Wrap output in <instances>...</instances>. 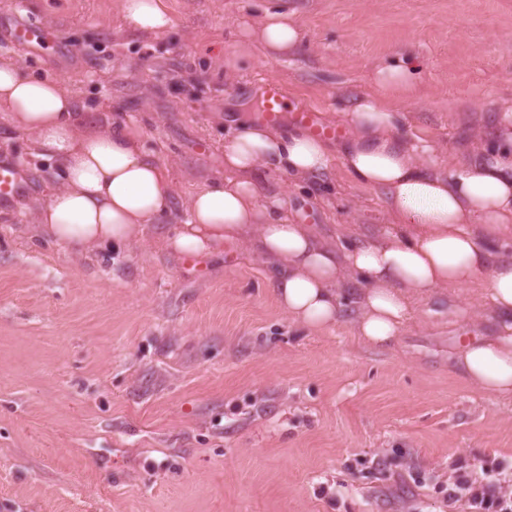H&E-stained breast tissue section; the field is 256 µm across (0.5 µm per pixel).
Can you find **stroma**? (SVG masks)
<instances>
[{"label": "stroma", "instance_id": "35a3bbf8", "mask_svg": "<svg viewBox=\"0 0 512 512\" xmlns=\"http://www.w3.org/2000/svg\"><path fill=\"white\" fill-rule=\"evenodd\" d=\"M160 37L127 27L118 0H0V55L74 88L82 111L131 122L174 184L181 214L220 168L224 107L261 111L253 86L279 80L327 124L375 74L413 56L414 93L386 104L403 131L450 164L512 102V0H160ZM292 14L297 53L224 72L243 24ZM41 46L7 40L18 22ZM0 161L23 195L0 207V512H459L456 468L512 469V401L448 370L490 322L450 320L419 299L388 348L355 340V313L313 333L278 305L270 261L251 247L191 259L168 251L170 219L118 253L42 240L24 212L46 169L0 117ZM265 192L322 238L376 237L384 194L275 171Z\"/></svg>", "mask_w": 512, "mask_h": 512}]
</instances>
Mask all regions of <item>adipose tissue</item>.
<instances>
[{
  "mask_svg": "<svg viewBox=\"0 0 512 512\" xmlns=\"http://www.w3.org/2000/svg\"><path fill=\"white\" fill-rule=\"evenodd\" d=\"M131 27L156 35L171 20L159 0H119ZM298 25L285 12L241 33L224 57L225 72L244 67L255 48L276 56L299 48ZM419 67L405 57L378 72L377 93L339 114L349 134L340 144L265 123L240 120L224 140V169L190 195L187 215L166 245L196 257L235 247L247 233L272 263L279 305L312 332L342 318L347 293L357 284L356 331L367 346L393 344L408 322L414 298L433 297L459 318L454 288L481 283L478 294L495 333L460 346L451 373L476 391L512 398V112L497 113L490 144L459 153L449 167L433 160L431 143L401 136L405 116L383 102L410 93ZM76 99L59 81L25 73L0 57V114L50 164L48 194L28 212L40 234L77 251L133 244L145 225L168 210L173 187L167 170L140 142L131 125L99 124L78 115ZM340 158L351 178L381 190L393 218L382 236L340 249L287 216V202L260 196L259 179L274 169L292 177L327 173Z\"/></svg>",
  "mask_w": 512,
  "mask_h": 512,
  "instance_id": "ef3b65f1",
  "label": "adipose tissue"
}]
</instances>
